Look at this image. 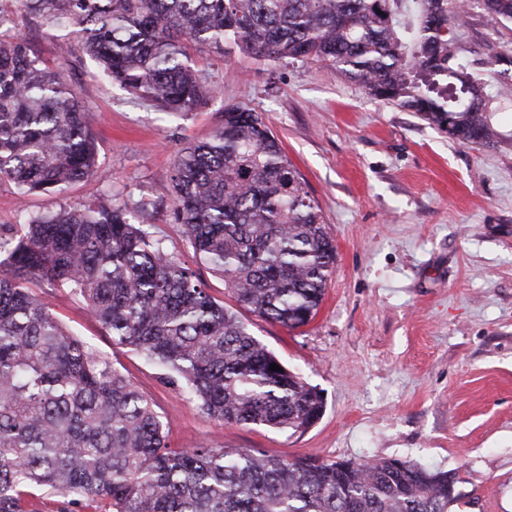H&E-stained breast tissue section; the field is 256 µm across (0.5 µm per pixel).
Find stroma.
Segmentation results:
<instances>
[{
    "mask_svg": "<svg viewBox=\"0 0 512 512\" xmlns=\"http://www.w3.org/2000/svg\"><path fill=\"white\" fill-rule=\"evenodd\" d=\"M0 7L13 17L5 37L89 101L99 145L93 177L61 193L24 196L0 180L1 229L97 197L141 201L139 223L169 256L195 266L170 216L172 169L235 105L258 112L279 138L335 243L336 264L308 325L289 330L238 312L324 397L322 417L296 434L210 418L156 365L114 343L78 296L40 288L66 330L153 399L171 448L411 459L455 473L463 495L455 512H512V101L493 106V142L465 144L321 65L258 61L234 48L194 52L217 95L165 122L103 80L89 57L61 58L56 40L10 0ZM457 36L468 60L512 51V23L491 24L479 0Z\"/></svg>",
    "mask_w": 512,
    "mask_h": 512,
    "instance_id": "stroma-1",
    "label": "stroma"
}]
</instances>
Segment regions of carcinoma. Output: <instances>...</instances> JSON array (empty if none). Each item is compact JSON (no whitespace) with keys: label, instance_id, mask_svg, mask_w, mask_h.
<instances>
[{"label":"carcinoma","instance_id":"obj_1","mask_svg":"<svg viewBox=\"0 0 512 512\" xmlns=\"http://www.w3.org/2000/svg\"><path fill=\"white\" fill-rule=\"evenodd\" d=\"M101 74L180 117L208 100L191 45L315 62L463 143L490 139L485 87L512 89V53L462 61L458 0H14ZM494 24L512 0H483ZM90 109L63 74L0 39V179L54 194L90 179ZM172 221L234 302L294 329L317 314L336 248L317 202L260 115L226 106L171 175ZM98 198L0 236V512L40 487L104 512H450L448 472L402 458L327 461L254 448L170 449L152 402L64 330L35 289L68 288L112 340L229 424L303 432L321 393L288 369L198 273Z\"/></svg>","mask_w":512,"mask_h":512}]
</instances>
